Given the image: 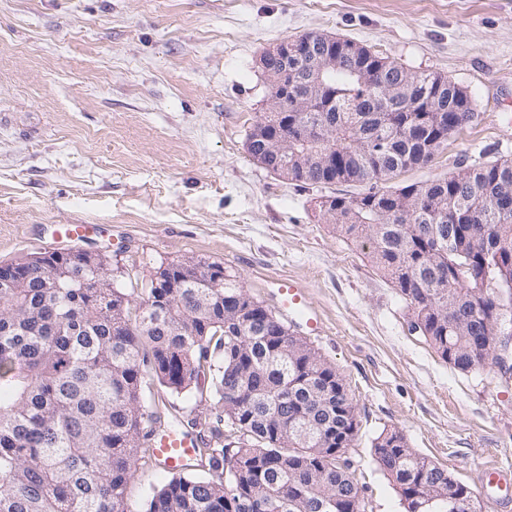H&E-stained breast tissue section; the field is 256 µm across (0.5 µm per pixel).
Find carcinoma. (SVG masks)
Masks as SVG:
<instances>
[{"instance_id": "carcinoma-1", "label": "carcinoma", "mask_w": 512, "mask_h": 512, "mask_svg": "<svg viewBox=\"0 0 512 512\" xmlns=\"http://www.w3.org/2000/svg\"><path fill=\"white\" fill-rule=\"evenodd\" d=\"M352 41L338 38L331 49L341 55L338 67L323 76L321 101L307 112L295 109L297 81L308 72L312 56L295 43L277 58H263L288 72L285 85L270 90L275 115L260 123L270 132L288 134L293 147L330 150L331 169L306 172L295 180L306 184L388 182L410 165L430 163L431 155L404 159L405 135L411 130L443 137L463 129L474 115L473 101L460 88L448 86L428 110L430 74L419 73L411 101H384V82L402 77L396 61L365 49L347 54ZM321 138L311 136L313 129ZM381 149L378 175H366L346 160L349 152ZM473 182L458 186L444 178L429 190L449 200L441 211L415 201L406 205L404 224L383 209L394 195L409 196L412 183L377 188L356 197L321 198L318 207L336 208V229L356 242L371 243L374 265L395 283L412 319L441 359L466 371L490 360L468 351L448 331L441 307L455 305L472 316L498 318L512 332V161L473 170ZM478 230V247L459 248L451 232ZM46 258L23 266L0 267V512H133L126 489L138 462L151 456L152 435L167 423L165 410L150 402L155 386L181 394L210 391L223 400L229 353L240 360V389L261 392V402H282L288 414L302 421L303 386H321L340 378L319 355L309 360L267 361L273 349L287 343L288 329L261 303L255 312L265 323L253 335L231 324L244 288L224 272V310L201 313L193 303L198 289L167 296L148 280L138 284L137 297L111 287L106 258L94 267L71 263V275L58 287H45ZM495 277L501 293L481 296L484 279ZM176 313L192 323L190 331L174 332L166 316ZM197 456L209 476L188 466L156 489L145 512H250L248 489L256 469L275 496L268 512H336L328 496L341 486L351 495L342 512H361L354 493L358 485L341 466V456L319 441L302 450L280 448L271 427L243 408L238 419H223ZM374 455L393 479L405 512H448L416 497L443 468L421 457L395 430L382 431L373 442Z\"/></svg>"}]
</instances>
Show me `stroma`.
I'll return each instance as SVG.
<instances>
[{
	"label": "stroma",
	"instance_id": "stroma-1",
	"mask_svg": "<svg viewBox=\"0 0 512 512\" xmlns=\"http://www.w3.org/2000/svg\"><path fill=\"white\" fill-rule=\"evenodd\" d=\"M323 33L464 88L476 119L398 185L512 160V0H0V264L77 247L116 284L187 256L216 262L273 315L275 282L304 289L309 342L358 413L344 458L364 512H404L374 438L399 430L494 512L478 479L512 466V372L445 362L368 251L315 209L325 189L254 160L270 107L261 64L284 38ZM88 224V238L53 236ZM201 437L224 405L155 387Z\"/></svg>",
	"mask_w": 512,
	"mask_h": 512
}]
</instances>
